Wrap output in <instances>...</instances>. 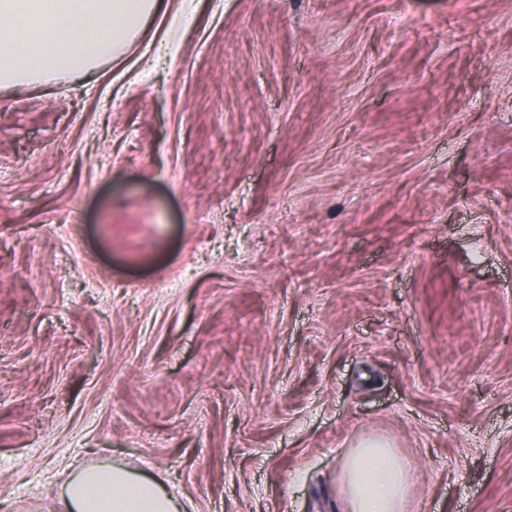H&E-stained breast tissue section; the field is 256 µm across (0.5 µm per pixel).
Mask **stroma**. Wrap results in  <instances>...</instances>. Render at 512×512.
Returning a JSON list of instances; mask_svg holds the SVG:
<instances>
[{"label": "stroma", "mask_w": 512, "mask_h": 512, "mask_svg": "<svg viewBox=\"0 0 512 512\" xmlns=\"http://www.w3.org/2000/svg\"><path fill=\"white\" fill-rule=\"evenodd\" d=\"M0 88V502L512 512V0H195ZM343 483L350 512H406L409 477L380 440H364L347 459ZM56 512H178L177 500L156 481L118 465L101 463L71 477Z\"/></svg>", "instance_id": "stroma-1"}]
</instances>
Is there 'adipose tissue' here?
Wrapping results in <instances>:
<instances>
[{
	"mask_svg": "<svg viewBox=\"0 0 512 512\" xmlns=\"http://www.w3.org/2000/svg\"><path fill=\"white\" fill-rule=\"evenodd\" d=\"M160 0H0V85L73 81L134 40ZM343 483L350 512H406L409 477L382 441L349 456ZM55 512H179L156 481L108 463L83 468Z\"/></svg>",
	"mask_w": 512,
	"mask_h": 512,
	"instance_id": "obj_1",
	"label": "adipose tissue"
}]
</instances>
